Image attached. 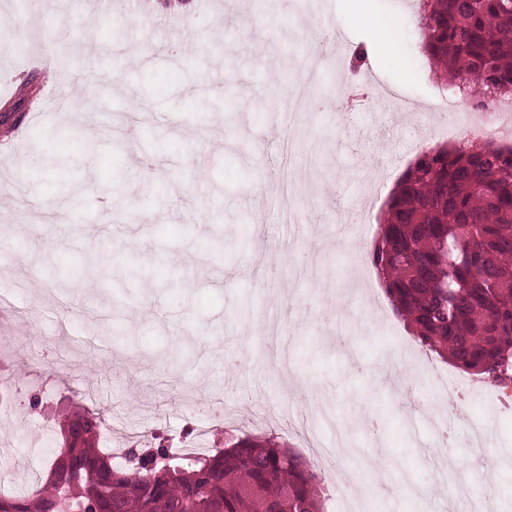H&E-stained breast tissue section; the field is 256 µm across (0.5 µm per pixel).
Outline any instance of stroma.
Returning a JSON list of instances; mask_svg holds the SVG:
<instances>
[{
    "label": "stroma",
    "mask_w": 512,
    "mask_h": 512,
    "mask_svg": "<svg viewBox=\"0 0 512 512\" xmlns=\"http://www.w3.org/2000/svg\"><path fill=\"white\" fill-rule=\"evenodd\" d=\"M150 2L38 0L20 17L0 0V96L24 88L0 107V381L24 404L0 415V490L47 476L70 402L101 413L116 448L142 433L176 444L218 404L209 446L239 430L305 451V411L360 512H448L462 476L438 458L448 405L397 347L411 335L379 282L347 279L419 143L445 144L431 104L447 84L421 50L417 0ZM115 19L124 54L86 52ZM129 122L150 142L86 136ZM30 219L32 235L15 233ZM487 421L496 507L512 512V409L476 396L448 454L468 455ZM380 462L389 485L371 496ZM407 482L418 497L398 492Z\"/></svg>",
    "instance_id": "1"
}]
</instances>
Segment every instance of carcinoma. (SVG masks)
Wrapping results in <instances>:
<instances>
[{
    "label": "carcinoma",
    "mask_w": 512,
    "mask_h": 512,
    "mask_svg": "<svg viewBox=\"0 0 512 512\" xmlns=\"http://www.w3.org/2000/svg\"><path fill=\"white\" fill-rule=\"evenodd\" d=\"M423 50L449 84L512 97V0H425ZM367 261L414 340L452 366L512 383V150L423 152L387 203ZM47 478L0 512H320L310 458L268 438L184 456L161 443L115 462L99 425L70 407Z\"/></svg>",
    "instance_id": "obj_1"
}]
</instances>
